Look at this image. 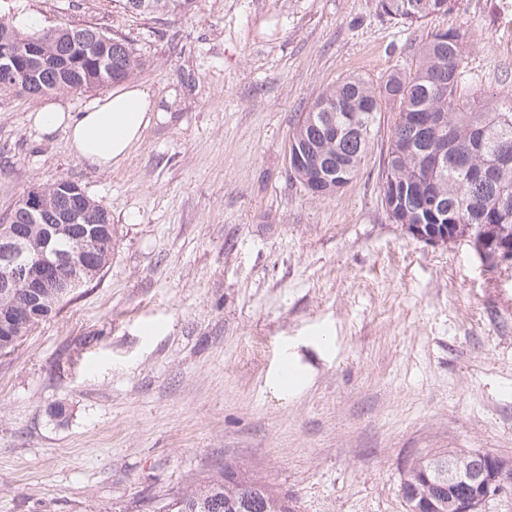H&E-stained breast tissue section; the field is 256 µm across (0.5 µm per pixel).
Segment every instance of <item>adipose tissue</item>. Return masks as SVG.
Returning <instances> with one entry per match:
<instances>
[{
    "mask_svg": "<svg viewBox=\"0 0 512 512\" xmlns=\"http://www.w3.org/2000/svg\"><path fill=\"white\" fill-rule=\"evenodd\" d=\"M157 116L152 93L138 86L95 99L75 115L48 104L29 113L28 120L45 135L64 130L76 158L106 170L127 157Z\"/></svg>",
    "mask_w": 512,
    "mask_h": 512,
    "instance_id": "adipose-tissue-1",
    "label": "adipose tissue"
}]
</instances>
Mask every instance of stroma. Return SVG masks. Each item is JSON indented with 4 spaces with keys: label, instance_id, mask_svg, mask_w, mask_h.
<instances>
[{
    "label": "stroma",
    "instance_id": "stroma-1",
    "mask_svg": "<svg viewBox=\"0 0 512 512\" xmlns=\"http://www.w3.org/2000/svg\"><path fill=\"white\" fill-rule=\"evenodd\" d=\"M92 26L144 63L161 119L119 165L77 159L27 116L110 86L0 89V224L64 178L109 213L103 270L0 355V512H166L224 467L296 512H407L405 466L442 451L512 457V269L392 223L382 158L316 198L289 135L350 75L382 84L431 32L466 35L463 99L512 100V0H458L407 28L377 0H0V20ZM294 353V394L270 375Z\"/></svg>",
    "mask_w": 512,
    "mask_h": 512
}]
</instances>
